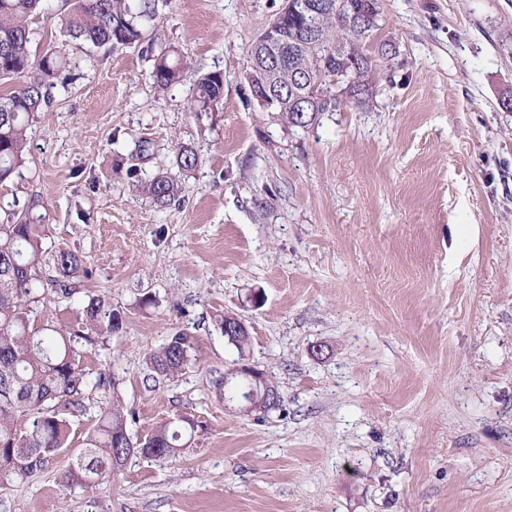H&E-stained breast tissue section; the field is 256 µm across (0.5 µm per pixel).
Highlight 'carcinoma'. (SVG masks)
Here are the masks:
<instances>
[{"mask_svg":"<svg viewBox=\"0 0 512 512\" xmlns=\"http://www.w3.org/2000/svg\"><path fill=\"white\" fill-rule=\"evenodd\" d=\"M46 0H0V81H16L17 88L0 94V184L20 174L28 151L29 120L50 104L51 89L66 83L69 44L91 49H115L140 45L150 36L171 0H73L60 16L61 44L42 54L32 51L34 17L45 9ZM311 10L316 0H292L288 15L280 21V59L248 68L254 85L272 84L288 89V100L278 108L292 127L306 128L325 112H337L336 99L322 102L312 112L300 109L305 90L288 80L290 71L312 74L330 87L347 52L360 61L359 89L350 94L362 99L369 92L371 58L363 41L379 27L359 23L354 12L369 6L380 17V0H346V7ZM187 62L171 49L155 59L150 77L160 91L181 81ZM224 99V75L210 72L200 76L190 96L192 112H212ZM199 155L188 145L175 147L176 172L157 173L137 180L135 192L147 195L166 209L177 201L179 178L196 169ZM45 225L32 224L25 216L10 213L0 224V477L24 481L44 470L62 449L69 447L68 415L79 405L88 386L105 392L115 388L112 376L101 372L91 382L80 366L83 347L93 346L119 334L125 325L124 312L98 294H86L81 302L80 322L75 327L47 324L36 328L28 306L38 301L39 272L43 262L42 236ZM56 278L50 286L65 297L77 294L82 260L73 251L53 256ZM197 351L194 336L178 332L145 356L147 379L157 381L179 376ZM29 418L25 430L17 420ZM195 424L187 418L159 423L142 440L129 433L127 413L120 400L107 403L96 427L84 439V447L71 459L62 475L66 484L97 486L117 476L133 456L157 461L177 457L191 445Z\"/></svg>","mask_w":512,"mask_h":512,"instance_id":"1","label":"carcinoma"}]
</instances>
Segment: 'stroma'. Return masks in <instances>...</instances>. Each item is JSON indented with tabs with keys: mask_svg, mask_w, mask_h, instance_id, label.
I'll return each instance as SVG.
<instances>
[{
	"mask_svg": "<svg viewBox=\"0 0 512 512\" xmlns=\"http://www.w3.org/2000/svg\"><path fill=\"white\" fill-rule=\"evenodd\" d=\"M283 5L173 0L141 46L71 49V83L0 185V222L26 209L44 249L81 256V289L124 312L82 365L115 375L131 435L176 417L196 428L178 458L65 485L106 404L87 389L69 447L0 487V512H512V0H383L365 103L305 130L246 79ZM171 48L189 66L161 92L149 74ZM216 71L222 104L189 111ZM178 142L201 164L161 210L133 181L172 169ZM79 309L48 287L30 318L74 326ZM225 313L245 320V352ZM179 331L196 362L146 381V353ZM242 356L278 409L219 398L214 376Z\"/></svg>",
	"mask_w": 512,
	"mask_h": 512,
	"instance_id": "obj_1",
	"label": "stroma"
}]
</instances>
